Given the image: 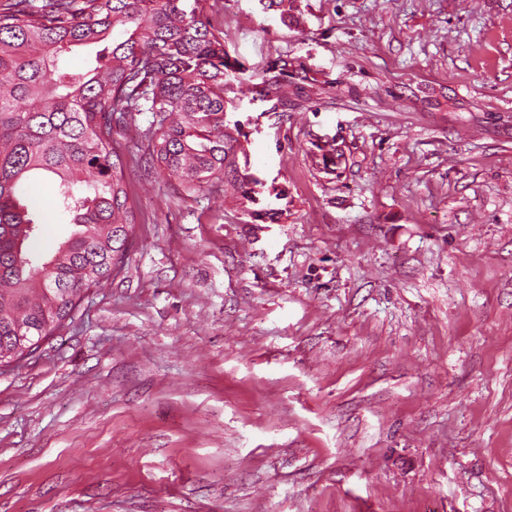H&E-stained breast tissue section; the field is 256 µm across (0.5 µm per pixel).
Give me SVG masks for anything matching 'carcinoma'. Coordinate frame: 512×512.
I'll use <instances>...</instances> for the list:
<instances>
[{
	"mask_svg": "<svg viewBox=\"0 0 512 512\" xmlns=\"http://www.w3.org/2000/svg\"><path fill=\"white\" fill-rule=\"evenodd\" d=\"M207 0H4L0 3V358L27 337L33 355L66 330L81 292L124 266L141 215L126 170L140 158L112 135L134 114L160 116L144 137L151 167L187 193L219 180L252 200L260 181L227 114L243 69L210 29ZM93 47L81 71L64 56ZM259 95L310 84L286 55L259 75ZM44 177L74 230L54 255L31 251L40 223L19 198Z\"/></svg>",
	"mask_w": 512,
	"mask_h": 512,
	"instance_id": "carcinoma-1",
	"label": "carcinoma"
}]
</instances>
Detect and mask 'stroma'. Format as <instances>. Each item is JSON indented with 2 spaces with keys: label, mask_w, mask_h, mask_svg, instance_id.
Segmentation results:
<instances>
[{
  "label": "stroma",
  "mask_w": 512,
  "mask_h": 512,
  "mask_svg": "<svg viewBox=\"0 0 512 512\" xmlns=\"http://www.w3.org/2000/svg\"><path fill=\"white\" fill-rule=\"evenodd\" d=\"M293 7L207 0L316 88L241 93L254 201L127 171L126 266L0 368V512H512V0Z\"/></svg>",
  "instance_id": "35a3bbf8"
}]
</instances>
